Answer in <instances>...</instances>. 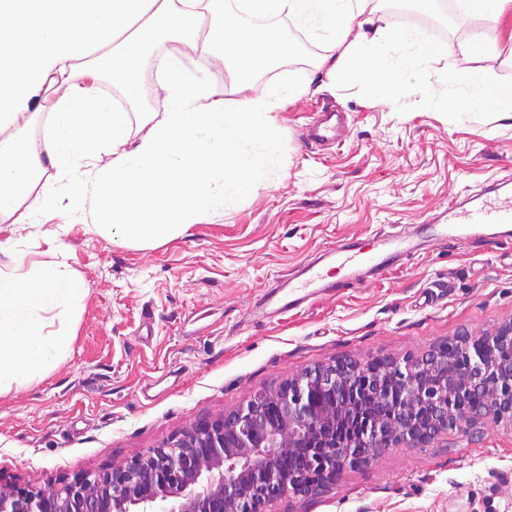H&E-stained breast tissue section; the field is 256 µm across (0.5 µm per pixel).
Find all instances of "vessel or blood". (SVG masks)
Returning <instances> with one entry per match:
<instances>
[{"label": "vessel or blood", "mask_w": 512, "mask_h": 512, "mask_svg": "<svg viewBox=\"0 0 512 512\" xmlns=\"http://www.w3.org/2000/svg\"><path fill=\"white\" fill-rule=\"evenodd\" d=\"M336 130L333 115L327 112L308 127L306 136L313 141L324 142L335 137ZM447 224L448 236L452 239L493 241L512 237V202L503 203L487 194L465 203L450 204ZM408 250L406 237L392 233L379 237L377 252L373 255L362 252L353 243L341 244L336 250V260L354 274L363 265L374 262L376 255L402 254Z\"/></svg>", "instance_id": "vessel-or-blood-1"}]
</instances>
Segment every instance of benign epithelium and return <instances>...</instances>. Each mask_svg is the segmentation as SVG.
Wrapping results in <instances>:
<instances>
[{"mask_svg": "<svg viewBox=\"0 0 512 512\" xmlns=\"http://www.w3.org/2000/svg\"><path fill=\"white\" fill-rule=\"evenodd\" d=\"M471 350L467 365L452 347ZM512 321L463 333L417 360H344L304 370L226 415L197 423L124 465L86 471L47 489L0 482V512H266L292 492L329 489L346 467L394 444L424 446L487 418L512 422ZM460 400L448 408V394ZM303 468L291 475L285 459Z\"/></svg>", "mask_w": 512, "mask_h": 512, "instance_id": "benign-epithelium-1", "label": "benign epithelium"}]
</instances>
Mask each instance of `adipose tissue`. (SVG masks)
<instances>
[{"label": "adipose tissue", "instance_id": "1", "mask_svg": "<svg viewBox=\"0 0 512 512\" xmlns=\"http://www.w3.org/2000/svg\"><path fill=\"white\" fill-rule=\"evenodd\" d=\"M218 0H0V215L28 204L40 220L56 204L46 193L30 198L45 166L69 185H89L98 226L131 241L168 240L235 206L254 184L282 169L275 114L310 91L302 81L256 89L251 75L290 53L288 41L242 14L288 19L321 42L319 67L387 98L403 79L426 76L447 57L417 35L383 25L377 0H243L239 13ZM462 22L472 38L455 69L439 80L449 93L427 87V101L458 113L493 111L512 118V89L492 69L473 66L483 30L512 13V0H467ZM96 57L89 69L87 57ZM228 66L232 97L209 79L213 63ZM135 101L153 74L163 92L160 119L133 125L99 86L101 70ZM52 90L55 105L41 138L23 136L32 102ZM112 159L102 167L101 150ZM85 284L53 260L25 265L14 244L0 242V390L42 379L64 360L70 324Z\"/></svg>", "mask_w": 512, "mask_h": 512}]
</instances>
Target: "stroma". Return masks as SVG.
<instances>
[{
	"instance_id": "stroma-1",
	"label": "stroma",
	"mask_w": 512,
	"mask_h": 512,
	"mask_svg": "<svg viewBox=\"0 0 512 512\" xmlns=\"http://www.w3.org/2000/svg\"><path fill=\"white\" fill-rule=\"evenodd\" d=\"M279 32L294 50L256 86L292 75L311 91L275 115L280 175L236 207L168 241L125 242L49 167L33 193L55 191V212L37 223L22 208L0 217V242L26 264L64 245L87 287L68 356L0 392L1 479L40 489L120 466L304 368L417 358L512 320V239L452 240L435 224L486 182L512 181V119L429 105L413 79L374 99L305 61V51L324 54L321 43L288 22ZM326 105L347 115L345 132L306 142ZM387 232L403 233L411 252L278 315L275 281L298 283L310 263L336 273L328 250ZM267 512H512V423L385 449L328 491L285 495Z\"/></svg>"
}]
</instances>
